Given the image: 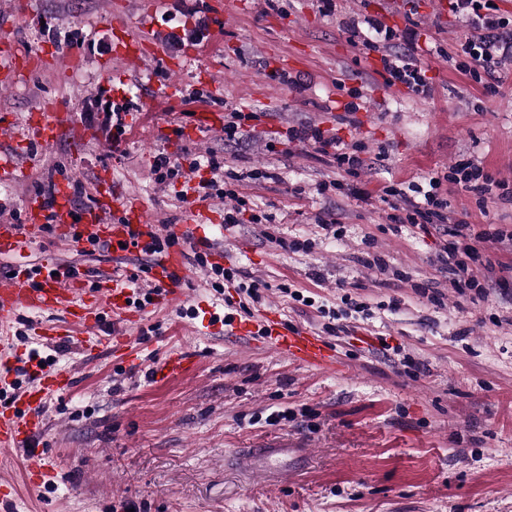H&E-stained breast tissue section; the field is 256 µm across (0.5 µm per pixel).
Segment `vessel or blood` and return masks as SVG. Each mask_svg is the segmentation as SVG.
Masks as SVG:
<instances>
[{
    "mask_svg": "<svg viewBox=\"0 0 512 512\" xmlns=\"http://www.w3.org/2000/svg\"><path fill=\"white\" fill-rule=\"evenodd\" d=\"M61 114L56 108H36L24 134V143L47 145L54 141ZM95 202L86 208H77L72 201L69 183L61 182L51 197L29 196L26 209L27 223L15 224L0 219V256L10 257L23 250L25 244H33L42 236L45 216H52L56 231L61 238H68L72 226H82L86 236L107 244L114 257L127 253L128 245L145 247L161 237L159 225L150 223L138 200L120 194H94ZM123 212L125 223L112 221L114 212ZM208 207L192 202L189 221L170 226L177 245L169 247L149 267L147 278L154 289L157 303L170 305L185 295L184 283L188 274L187 249L211 251L213 242L203 231L208 220ZM87 268L57 258L45 260L40 271L28 275L20 271L7 285L0 287V325L12 324L23 311L59 315L63 324L36 323L34 336L45 345L74 340L87 354H95L97 345L89 343L86 330L95 327L100 307L111 310L113 317L127 323H137L138 311L132 308L131 274L126 267L117 265L112 276L89 286ZM265 331L267 348L302 367L313 370H334L339 366L335 344L308 328L290 325L276 313L266 311L240 321L236 333L252 337L255 331ZM195 366L192 353L180 350L162 360L153 376L156 379H172L190 373ZM26 371L25 384H17L18 371ZM73 385L70 372L43 367L39 360L24 357L17 349L0 347V470L21 468L27 485L41 487L54 482L57 469L39 442L44 428L43 413L49 398L55 393L68 390ZM304 449L262 448L249 459L251 465L270 477L283 475L279 459L292 455L304 456Z\"/></svg>",
    "mask_w": 512,
    "mask_h": 512,
    "instance_id": "obj_1",
    "label": "vessel or blood"
}]
</instances>
